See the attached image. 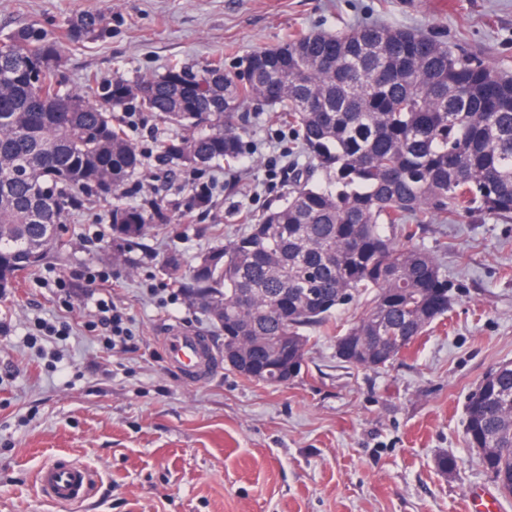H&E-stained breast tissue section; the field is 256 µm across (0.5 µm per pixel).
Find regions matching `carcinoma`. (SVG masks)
<instances>
[{"label":"carcinoma","instance_id":"carcinoma-1","mask_svg":"<svg viewBox=\"0 0 512 512\" xmlns=\"http://www.w3.org/2000/svg\"><path fill=\"white\" fill-rule=\"evenodd\" d=\"M105 21L83 14L60 35L30 22L0 39V293L58 249L83 193L108 204L117 259L161 230L160 203L121 202L144 156L114 112L134 99L182 128L163 146L167 161L237 162L236 114L256 98L294 129L310 161L280 205L200 256L188 281L181 254L164 262L224 336L241 337L244 356L225 365L249 381L298 377L308 330L353 303L360 312L336 339L345 363L391 362L451 305L446 274L413 243L417 231L475 213L512 218V74L476 56L396 27L310 31L243 58L248 81L219 60L196 72L170 64L136 81L115 77L89 99L68 87L59 36L78 42ZM193 200L210 208L211 186L196 185ZM487 379L490 392L468 401L466 443L485 449L484 467L511 497L512 362Z\"/></svg>","mask_w":512,"mask_h":512}]
</instances>
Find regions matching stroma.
<instances>
[{"mask_svg": "<svg viewBox=\"0 0 512 512\" xmlns=\"http://www.w3.org/2000/svg\"><path fill=\"white\" fill-rule=\"evenodd\" d=\"M102 12V33L62 43L71 89L135 80L172 63L228 70L290 35L380 24L422 32L512 73V0H0V38L37 21L53 29ZM146 156L124 200H173L164 233L112 259L102 202L85 196L62 228V251L0 297V512H466L470 493H497L465 442L466 405L487 373L512 362V218L470 215L429 224L417 244L448 277L444 323L376 369L336 357V333L311 331L301 374L281 385L242 378L224 364V334L163 270L225 245L288 190L306 167L288 127L254 102L238 114L245 156L198 174L162 161L179 135L154 113L116 114ZM211 184L215 205H192ZM101 270L99 297L125 315L128 346L110 347L85 272ZM67 324L35 335L36 317ZM179 328L214 353L209 379L181 378L162 338ZM457 461L448 473L440 456ZM64 458L95 481L80 502L44 500L36 478Z\"/></svg>", "mask_w": 512, "mask_h": 512, "instance_id": "stroma-1", "label": "stroma"}]
</instances>
